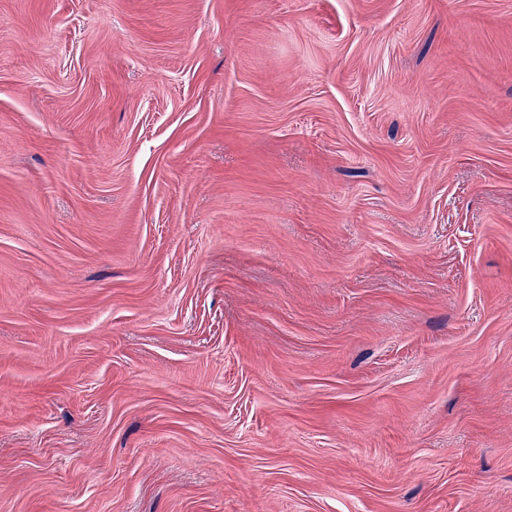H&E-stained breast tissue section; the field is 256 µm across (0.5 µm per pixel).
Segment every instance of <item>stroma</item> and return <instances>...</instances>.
<instances>
[{
    "instance_id": "1",
    "label": "stroma",
    "mask_w": 512,
    "mask_h": 512,
    "mask_svg": "<svg viewBox=\"0 0 512 512\" xmlns=\"http://www.w3.org/2000/svg\"><path fill=\"white\" fill-rule=\"evenodd\" d=\"M0 512H512V0H0Z\"/></svg>"
}]
</instances>
